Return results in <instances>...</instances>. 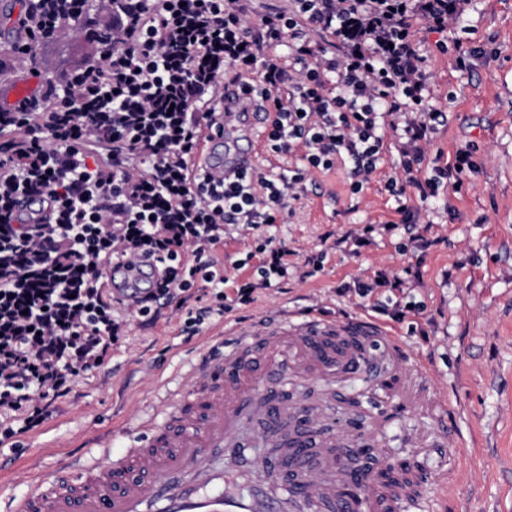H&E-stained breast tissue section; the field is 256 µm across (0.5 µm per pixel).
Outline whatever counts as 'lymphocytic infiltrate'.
Wrapping results in <instances>:
<instances>
[{
  "mask_svg": "<svg viewBox=\"0 0 512 512\" xmlns=\"http://www.w3.org/2000/svg\"><path fill=\"white\" fill-rule=\"evenodd\" d=\"M32 44L80 27L86 0H22ZM469 0H292L250 26L252 0H97L112 34L66 83L33 102L0 105V439L38 429L75 380L100 367L131 320L154 321L176 305L194 328L228 306L215 253L227 227L284 223L310 170L348 158L360 193L384 152L389 118L403 176L389 180L405 226L421 203L461 192L477 145L423 172L425 147L445 113L432 103L431 74L414 26L447 31ZM317 34L326 45H314ZM288 49L287 63L265 57ZM264 113L267 148L303 147L304 166L224 177L194 163L205 131L224 127L226 95ZM26 195L46 197L48 222L19 224ZM257 281L238 301L277 288L288 275L284 242L255 248ZM162 274L116 311L107 264ZM212 303L191 307V291Z\"/></svg>",
  "mask_w": 512,
  "mask_h": 512,
  "instance_id": "1",
  "label": "lymphocytic infiltrate"
}]
</instances>
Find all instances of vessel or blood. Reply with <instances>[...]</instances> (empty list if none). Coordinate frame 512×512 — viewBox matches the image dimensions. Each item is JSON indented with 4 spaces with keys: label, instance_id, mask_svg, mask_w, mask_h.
<instances>
[{
    "label": "vessel or blood",
    "instance_id": "1",
    "mask_svg": "<svg viewBox=\"0 0 512 512\" xmlns=\"http://www.w3.org/2000/svg\"><path fill=\"white\" fill-rule=\"evenodd\" d=\"M41 83L38 73L22 81L1 78L0 105L28 101ZM221 141L216 135L203 144L204 166L229 172L249 165L246 156L223 160L216 151ZM232 334L229 351L202 356L194 385L171 397L162 420L140 424L142 445L93 468L73 462L56 474L34 476L11 512H302L291 494L271 490L259 478L240 492L237 472L224 464L225 455L243 453L234 434L247 387L287 380L293 351L308 352L327 371L359 374L374 366L367 341H381L394 351L400 343L382 325L360 316L340 322L287 317ZM340 336L349 343L339 350ZM355 499L358 512H401L407 493L400 490L383 500L378 477L370 473Z\"/></svg>",
    "mask_w": 512,
    "mask_h": 512
}]
</instances>
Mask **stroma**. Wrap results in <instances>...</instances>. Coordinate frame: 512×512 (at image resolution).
<instances>
[{"label":"stroma","instance_id":"35a3bbf8","mask_svg":"<svg viewBox=\"0 0 512 512\" xmlns=\"http://www.w3.org/2000/svg\"><path fill=\"white\" fill-rule=\"evenodd\" d=\"M86 16L84 29L64 27L54 42L36 48L38 67L51 79L91 56L89 32L106 34L108 19L96 5ZM464 28L467 47L481 53L463 71L454 52L436 49V34L418 31L433 103L448 115L423 169L451 162L466 142L478 146L477 168L449 204L424 206L410 198L425 246L400 255L402 230L384 229L401 220L385 189L389 177L402 175L388 128L385 153L362 194L350 193L347 165L309 173L292 215L275 232L290 251L281 287L256 290L254 302L235 305L194 335L171 306L155 322L132 321L106 362L76 380L40 430L0 443L6 460L1 494L21 496L30 474L56 471L76 458L100 461L105 448L125 453L138 442L137 422L161 414L168 392L190 387L200 352L223 339L225 326L251 328L291 311L340 321L363 316L395 332L401 360L379 350L372 371L337 378L331 387L313 377L289 382L287 389L289 397L324 410L326 425L340 438L426 475L406 512H512V0H470L448 32ZM369 224L368 244L356 247L355 237ZM266 233L262 227L252 235H226L217 255L228 296L253 276L252 266L238 269L235 261ZM380 270L401 277L404 294L421 310L398 323L373 308L388 288L360 298L355 282L372 280Z\"/></svg>","mask_w":512,"mask_h":512}]
</instances>
